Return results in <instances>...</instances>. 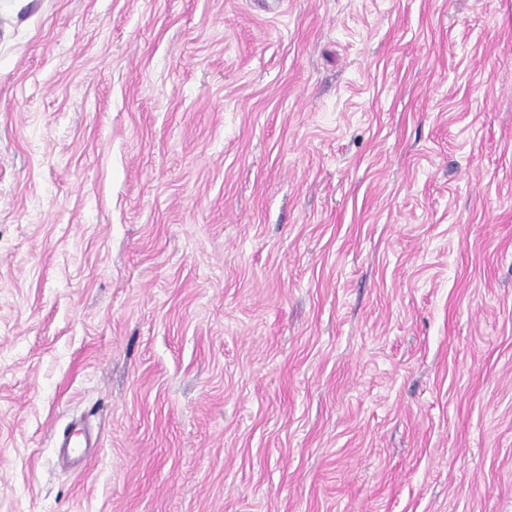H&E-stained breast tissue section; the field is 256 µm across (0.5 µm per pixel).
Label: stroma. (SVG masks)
Returning a JSON list of instances; mask_svg holds the SVG:
<instances>
[{"label":"stroma","instance_id":"obj_1","mask_svg":"<svg viewBox=\"0 0 512 512\" xmlns=\"http://www.w3.org/2000/svg\"><path fill=\"white\" fill-rule=\"evenodd\" d=\"M0 512H512V0H0Z\"/></svg>","mask_w":512,"mask_h":512}]
</instances>
